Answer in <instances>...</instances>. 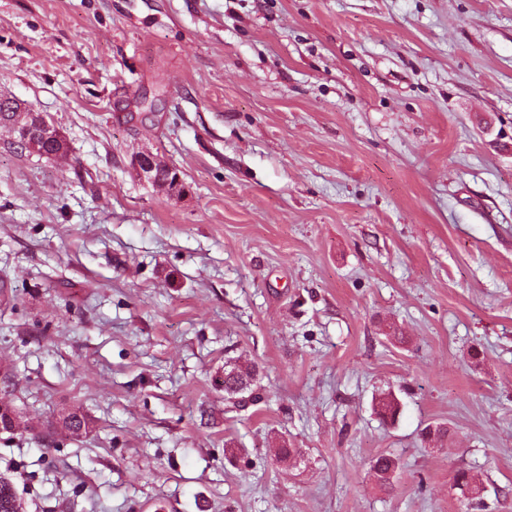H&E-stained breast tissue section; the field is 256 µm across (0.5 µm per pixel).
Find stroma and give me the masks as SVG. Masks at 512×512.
Here are the masks:
<instances>
[{"instance_id":"obj_1","label":"stroma","mask_w":512,"mask_h":512,"mask_svg":"<svg viewBox=\"0 0 512 512\" xmlns=\"http://www.w3.org/2000/svg\"><path fill=\"white\" fill-rule=\"evenodd\" d=\"M0 94L26 512H512V0H0ZM5 102H6V100H1V98H0V124H1V126L7 127L8 122H10L13 119V117L15 116L14 112H10V108H12V110H15V112H17L18 114H21L22 117H24L26 114L28 115V118H26V120H25V121H27V123H24V122L18 123V124H16V126L14 128L16 132L14 134L13 142L16 145H22L25 148L29 149L26 151L32 152V151L38 150L39 143H38L37 138L40 133H41V137H42V142H49V141H53L55 139H57V140L61 139V135L57 131H54L53 128H51L49 125H47L44 121L39 120V118H37V113L33 109L30 110V107L27 106L25 103H22L20 101L12 99V100H10L11 107L8 106L9 104H7L5 107ZM16 105L18 106L17 108H16ZM26 112H29V113H26ZM32 118H36L35 125L37 127H39V129H42V131L39 130L36 133L34 132V127L30 124V121L32 120ZM61 147L62 146L60 144L45 145L43 143L40 145V148L37 151V154L39 156H43V155L49 156L51 153L59 151L61 149ZM41 150H44V151L42 152ZM133 165L140 176L146 178L158 188L173 190L181 186L179 175L172 186L169 180L165 182L158 180L156 175L158 168L171 169V167L151 151H143L136 154L133 158ZM254 373L251 370H242L234 367L231 370L224 371V393L230 397L245 391H250L251 401L257 402L261 399L260 396L253 395L251 384L253 381ZM372 471L380 490L390 492L393 489L394 475L398 469V461L386 454L378 455L372 461Z\"/></svg>"}]
</instances>
